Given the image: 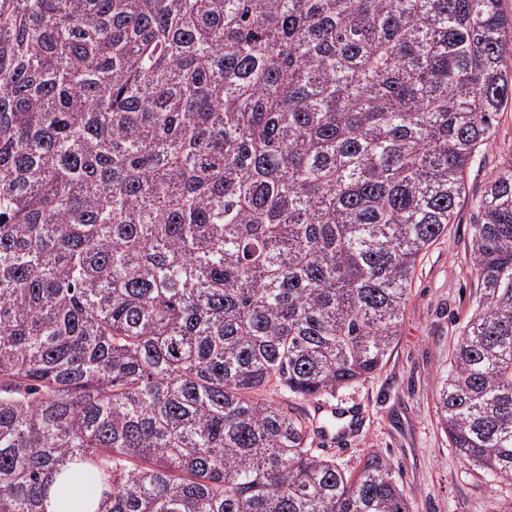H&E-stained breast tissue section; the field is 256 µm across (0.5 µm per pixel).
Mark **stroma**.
<instances>
[{"mask_svg":"<svg viewBox=\"0 0 512 512\" xmlns=\"http://www.w3.org/2000/svg\"><path fill=\"white\" fill-rule=\"evenodd\" d=\"M512 162V102L480 147L466 195L447 230L417 265L399 335L385 366L337 393L362 421L329 455L345 469L380 454L398 470L410 512H504L512 486L466 464L440 424L438 391L463 327L481 294L470 241L476 201L502 164Z\"/></svg>","mask_w":512,"mask_h":512,"instance_id":"1","label":"stroma"}]
</instances>
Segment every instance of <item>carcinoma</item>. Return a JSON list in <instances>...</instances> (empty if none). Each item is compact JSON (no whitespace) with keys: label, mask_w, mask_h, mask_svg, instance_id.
<instances>
[{"label":"carcinoma","mask_w":512,"mask_h":512,"mask_svg":"<svg viewBox=\"0 0 512 512\" xmlns=\"http://www.w3.org/2000/svg\"><path fill=\"white\" fill-rule=\"evenodd\" d=\"M501 0H0V512H409L278 398L382 369L512 99ZM439 390L512 484V164Z\"/></svg>","instance_id":"carcinoma-1"}]
</instances>
